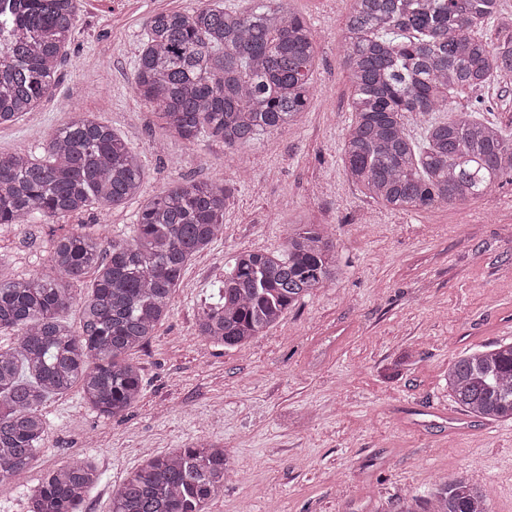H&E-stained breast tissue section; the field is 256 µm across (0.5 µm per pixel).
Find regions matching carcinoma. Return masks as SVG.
<instances>
[{"label":"carcinoma","instance_id":"carcinoma-1","mask_svg":"<svg viewBox=\"0 0 512 512\" xmlns=\"http://www.w3.org/2000/svg\"><path fill=\"white\" fill-rule=\"evenodd\" d=\"M78 0H0V126L48 98L78 22ZM233 10L203 0L190 12L161 11L145 24L135 92L165 128L233 148L291 125L307 105L316 47L287 0ZM500 0H356L342 40L352 120L342 144L351 181L392 210L419 211L477 199L512 181V139L475 112L430 121L419 141L407 115L446 112L449 95L474 92L512 72V36L490 44L480 29ZM141 160L112 128L85 114L55 129L43 155L0 152V225L36 224L98 209L141 192ZM224 188L177 185L150 199L134 235L107 239L86 224L54 241L50 272L0 277V481L28 469L46 445L43 412L53 395L79 387L103 417L143 397L129 355L168 317L191 257L224 233ZM91 276L90 292L74 283ZM335 245L322 224L288 235L284 249L240 250L211 285L197 336L246 345L276 326L317 288L338 281ZM80 308L79 326L62 320ZM448 390L465 415L512 421V343L476 349L448 368ZM232 476L229 452L191 443L148 454L112 494L110 512H207ZM101 475L82 459L48 471L27 512H82ZM400 512H487L464 478L435 485Z\"/></svg>","mask_w":512,"mask_h":512}]
</instances>
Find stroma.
<instances>
[{"instance_id":"1","label":"stroma","mask_w":512,"mask_h":512,"mask_svg":"<svg viewBox=\"0 0 512 512\" xmlns=\"http://www.w3.org/2000/svg\"><path fill=\"white\" fill-rule=\"evenodd\" d=\"M199 0H80L53 94L0 127V151L41 152L51 133L89 112L140 157L139 197L107 223L85 213L0 225V274L48 269L53 238L76 224L129 235L146 199L176 184L224 186V236L183 271L166 320L132 354L144 396L128 415H96L79 390L48 401L46 447L0 481V512H23L29 488L72 453L102 472L85 512H108L142 460L196 440L228 449L234 475L208 512H399L440 481L483 486L489 512H512V423L462 415L448 368L463 353L512 342V181L484 197L417 213L393 211L347 176L351 117L340 57L354 0H290L316 44L310 100L296 124L237 149L165 132L133 89L148 16ZM512 134V75L451 96ZM325 225L342 269L264 336L229 349L198 338V309L238 250L282 249L298 218Z\"/></svg>"}]
</instances>
